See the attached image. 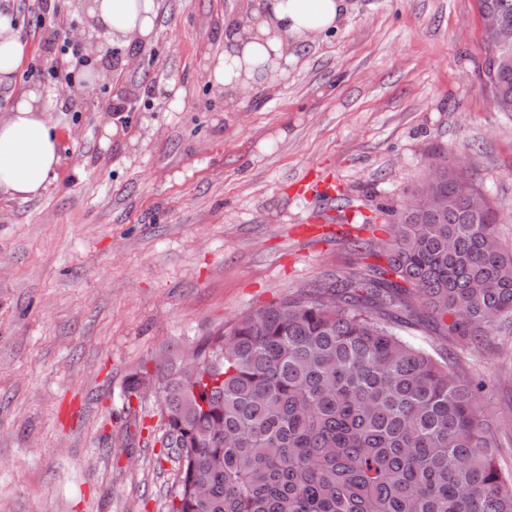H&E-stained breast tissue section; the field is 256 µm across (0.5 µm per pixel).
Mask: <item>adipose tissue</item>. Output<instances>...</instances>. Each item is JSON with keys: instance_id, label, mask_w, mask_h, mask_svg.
<instances>
[{"instance_id": "1", "label": "adipose tissue", "mask_w": 512, "mask_h": 512, "mask_svg": "<svg viewBox=\"0 0 512 512\" xmlns=\"http://www.w3.org/2000/svg\"><path fill=\"white\" fill-rule=\"evenodd\" d=\"M85 12L91 35L108 42H149L156 34V0H72ZM349 0H248L240 19L224 29V50L207 65L208 81L229 112L245 107L254 90L284 76L301 43L337 30ZM50 90L34 85L0 115V191L29 200L41 196L60 161Z\"/></svg>"}]
</instances>
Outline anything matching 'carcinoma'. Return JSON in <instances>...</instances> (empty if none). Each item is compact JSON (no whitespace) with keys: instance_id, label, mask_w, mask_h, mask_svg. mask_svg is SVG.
I'll return each instance as SVG.
<instances>
[{"instance_id":"obj_1","label":"carcinoma","mask_w":512,"mask_h":512,"mask_svg":"<svg viewBox=\"0 0 512 512\" xmlns=\"http://www.w3.org/2000/svg\"><path fill=\"white\" fill-rule=\"evenodd\" d=\"M478 3L512 26V0ZM482 90L512 112V65ZM461 179L436 168L420 207L392 214L385 250L352 242L384 263L242 316L194 377L155 365L164 446L184 459L171 512H512L485 383L399 331L430 317L474 347L512 322V253Z\"/></svg>"}]
</instances>
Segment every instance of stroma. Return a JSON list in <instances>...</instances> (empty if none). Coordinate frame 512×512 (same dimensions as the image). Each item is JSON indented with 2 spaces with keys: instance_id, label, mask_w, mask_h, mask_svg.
<instances>
[{
  "instance_id": "35a3bbf8",
  "label": "stroma",
  "mask_w": 512,
  "mask_h": 512,
  "mask_svg": "<svg viewBox=\"0 0 512 512\" xmlns=\"http://www.w3.org/2000/svg\"><path fill=\"white\" fill-rule=\"evenodd\" d=\"M336 33L301 46L287 76L237 112L206 65L245 0H157V36L115 44L51 83L60 162L40 197L0 192V512H169L179 463L158 401L129 378L183 358L271 301L355 268L349 236L376 224H319L334 210L399 209L432 159L463 167L493 202L512 250V113L480 88L477 0H353ZM0 0L28 53L0 82V113L78 34L66 0ZM137 57L139 68L120 66ZM182 90L171 108L159 89ZM471 361L501 419L498 466L512 473V327Z\"/></svg>"
}]
</instances>
